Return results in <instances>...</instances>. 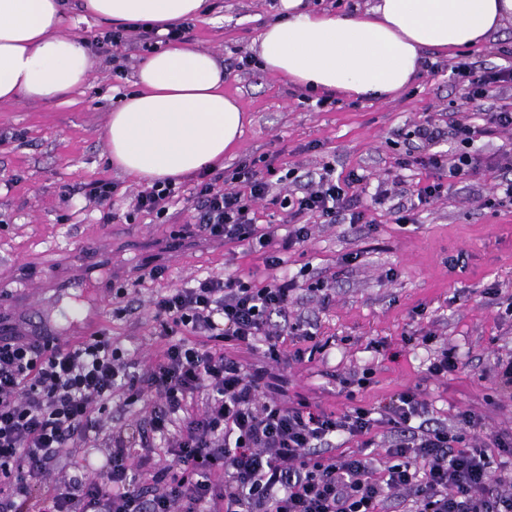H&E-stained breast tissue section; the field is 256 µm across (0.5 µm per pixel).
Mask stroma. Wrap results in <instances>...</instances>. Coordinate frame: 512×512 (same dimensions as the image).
Instances as JSON below:
<instances>
[{
  "label": "stroma",
  "instance_id": "stroma-1",
  "mask_svg": "<svg viewBox=\"0 0 512 512\" xmlns=\"http://www.w3.org/2000/svg\"><path fill=\"white\" fill-rule=\"evenodd\" d=\"M282 0H209L208 15L194 20L191 44L219 57L228 70L224 92L237 98L250 122L220 172L231 177L244 160L263 159L273 189L255 206L257 224L276 238L290 227L280 202L302 176L329 172L364 175L358 187L367 221L321 223L304 216L310 236L284 255L282 271L300 285L292 319L307 323L319 348L286 370L288 397L343 412L376 407L411 389L433 416L459 437L464 449H485L492 463L511 458L494 445L512 431V393L496 384V362L512 358V204L486 208L494 173L448 178L449 191L411 221L397 223L400 196L393 185L415 190L434 172L414 159L453 152L447 136L432 145L415 137L416 126L450 129L453 121L479 123L483 113L512 104V87L472 103L466 83L452 78L461 60L485 66L512 64V21L484 45L449 54L427 50V65L396 97L349 100L317 95L251 61L252 41L283 14ZM100 65L72 105L21 101L0 104V315L44 325L72 342L94 328L125 353L149 364L166 340L150 302L197 275L239 276L261 286L273 272L255 242L224 244L201 237L175 246L189 221L187 203L167 214L136 213L140 186L107 162L105 130L119 98L134 89L142 52L129 51L125 67L99 50ZM438 64L430 72L429 64ZM98 179L117 183L111 219L89 203L83 188ZM390 195L375 200L376 191ZM462 255L464 264L448 260ZM162 277H149L152 267ZM124 299H116L117 289ZM80 316H72L73 305ZM453 350L455 371L430 376V359ZM473 409L481 429L462 430L458 415Z\"/></svg>",
  "mask_w": 512,
  "mask_h": 512
}]
</instances>
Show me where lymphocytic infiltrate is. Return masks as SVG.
Here are the masks:
<instances>
[{
    "mask_svg": "<svg viewBox=\"0 0 512 512\" xmlns=\"http://www.w3.org/2000/svg\"><path fill=\"white\" fill-rule=\"evenodd\" d=\"M190 29L182 22L163 36L107 31L99 41L181 43ZM452 72L475 98L512 84L511 65L460 61ZM508 128L512 107L506 106L486 113L479 128L455 122L451 158L433 154L426 163L454 177L501 172L498 196L488 204L511 202L512 153L488 161L472 149L477 136ZM358 180L355 173L343 181L326 174L283 204L299 222L315 213L328 224L342 216L360 224L365 213L351 190ZM268 191L251 161L240 164L231 184L215 177L197 182L189 227L214 241L268 244L252 210ZM308 236L300 222L279 252L266 255V266L279 267L282 252ZM295 287L285 277L257 286L209 275L156 296L153 314L167 343L141 372L103 333L78 344L16 325L0 333V512H380L403 493L412 496L415 512H512V473L493 475L481 449L455 448L413 390L375 409L340 414L287 401L282 371L290 355L283 343L312 338L289 320ZM257 351L267 365L244 361V353ZM115 395L127 405L142 403L137 441L163 449L169 464L134 467L117 430L104 470L67 474V459L102 432ZM378 424L399 435L384 465L362 452L330 455L336 437H363Z\"/></svg>",
    "mask_w": 512,
    "mask_h": 512,
    "instance_id": "f902f5d3",
    "label": "lymphocytic infiltrate"
}]
</instances>
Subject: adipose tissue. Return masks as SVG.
I'll use <instances>...</instances> for the list:
<instances>
[{
	"label": "adipose tissue",
	"instance_id": "ef3b65f1",
	"mask_svg": "<svg viewBox=\"0 0 512 512\" xmlns=\"http://www.w3.org/2000/svg\"><path fill=\"white\" fill-rule=\"evenodd\" d=\"M287 16L253 41L263 69L295 84L350 97L384 98L418 75L428 49L484 43L512 20V0H376L336 16L282 0ZM102 22L168 25L206 15L208 0H81ZM64 0H0V103L62 102L86 85L95 64L78 38L64 35ZM135 89L113 107L108 162L148 184L223 162L244 130V111L224 92V67L208 51L172 45L154 52Z\"/></svg>",
	"mask_w": 512,
	"mask_h": 512
}]
</instances>
